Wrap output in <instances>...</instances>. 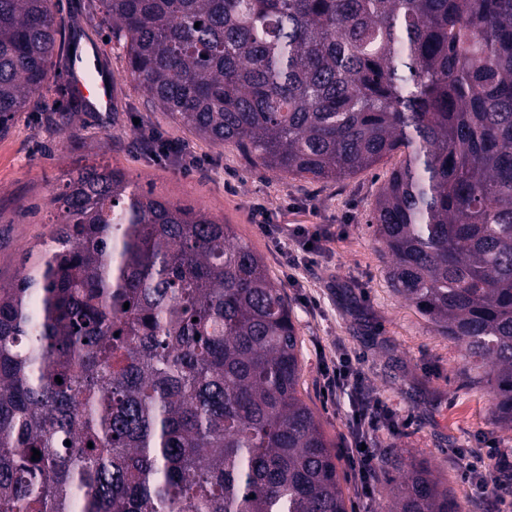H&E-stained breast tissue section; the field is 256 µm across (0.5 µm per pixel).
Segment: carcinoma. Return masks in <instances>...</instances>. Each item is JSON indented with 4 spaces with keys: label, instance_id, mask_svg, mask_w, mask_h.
I'll use <instances>...</instances> for the list:
<instances>
[{
    "label": "carcinoma",
    "instance_id": "1",
    "mask_svg": "<svg viewBox=\"0 0 512 512\" xmlns=\"http://www.w3.org/2000/svg\"><path fill=\"white\" fill-rule=\"evenodd\" d=\"M99 2L129 78L211 142L317 182L404 155L371 221L391 286L512 428V0ZM54 7L0 0V134L49 80ZM54 200L0 283V512H347L263 258L107 166ZM390 492L453 512L422 464Z\"/></svg>",
    "mask_w": 512,
    "mask_h": 512
}]
</instances>
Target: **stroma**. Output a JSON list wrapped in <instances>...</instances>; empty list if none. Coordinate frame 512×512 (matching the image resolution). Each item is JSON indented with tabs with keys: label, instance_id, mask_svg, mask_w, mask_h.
I'll return each mask as SVG.
<instances>
[{
	"label": "stroma",
	"instance_id": "stroma-1",
	"mask_svg": "<svg viewBox=\"0 0 512 512\" xmlns=\"http://www.w3.org/2000/svg\"><path fill=\"white\" fill-rule=\"evenodd\" d=\"M61 56L99 46L95 70L112 72L111 111H88L56 66L0 136V281H14L24 264H35L55 230L56 186L81 164L116 169L129 181L174 204L202 210L232 225L237 237L264 257L283 286L300 340L299 392L315 412L336 450L351 445L347 395L326 398L325 368L353 357L364 397L382 398L397 413L399 434L379 431L371 497L360 496L346 464L338 471L348 512H386L388 477L382 458L392 450L428 465L450 492L455 512H486L462 476L468 459L487 467L488 454L512 450V430L490 415L492 396L470 381L459 348L417 309L396 295L387 280L382 245L369 220L390 172L391 156L340 182H315L263 168L232 145H218L157 110L126 72L125 53L100 23L98 0H55ZM151 128L182 143L185 162L144 148L140 133ZM312 231L330 227L334 239L313 262L284 265L278 241L263 234L259 219Z\"/></svg>",
	"mask_w": 512,
	"mask_h": 512
}]
</instances>
